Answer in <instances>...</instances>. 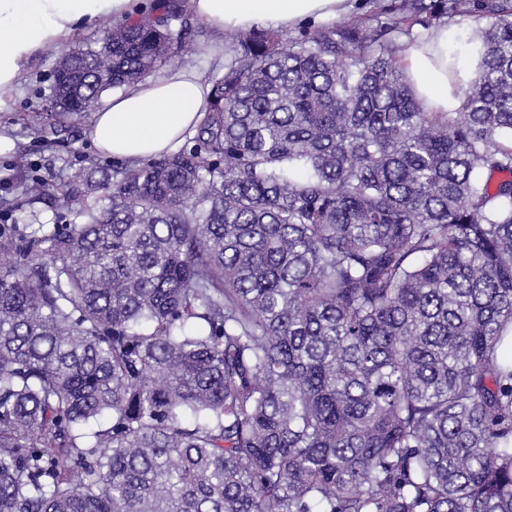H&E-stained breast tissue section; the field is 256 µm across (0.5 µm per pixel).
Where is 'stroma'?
I'll list each match as a JSON object with an SVG mask.
<instances>
[{
    "mask_svg": "<svg viewBox=\"0 0 512 512\" xmlns=\"http://www.w3.org/2000/svg\"><path fill=\"white\" fill-rule=\"evenodd\" d=\"M189 27L191 48L176 58L174 64L212 75L217 55L224 52L225 36L194 21ZM105 29L102 23H85L78 26L66 41L39 51L26 68L18 88L0 97V133L12 141L11 149L0 154V198L12 196L16 175L29 168L45 170L52 167L57 173L69 175L90 160L107 169L117 166V159L104 156L94 148L88 137L89 120L58 132L48 142L32 138L24 124L31 109L44 105L49 98L51 74L59 54L100 38Z\"/></svg>",
    "mask_w": 512,
    "mask_h": 512,
    "instance_id": "stroma-1",
    "label": "stroma"
}]
</instances>
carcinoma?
I'll use <instances>...</instances> for the list:
<instances>
[{
    "instance_id": "carcinoma-1",
    "label": "carcinoma",
    "mask_w": 512,
    "mask_h": 512,
    "mask_svg": "<svg viewBox=\"0 0 512 512\" xmlns=\"http://www.w3.org/2000/svg\"><path fill=\"white\" fill-rule=\"evenodd\" d=\"M457 16L428 112L399 37ZM179 18L66 53L58 126ZM96 173L0 203V512H512V0L231 34L184 145Z\"/></svg>"
}]
</instances>
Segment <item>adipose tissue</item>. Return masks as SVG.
Here are the masks:
<instances>
[{"instance_id": "obj_1", "label": "adipose tissue", "mask_w": 512, "mask_h": 512, "mask_svg": "<svg viewBox=\"0 0 512 512\" xmlns=\"http://www.w3.org/2000/svg\"><path fill=\"white\" fill-rule=\"evenodd\" d=\"M358 0H189L188 8L207 26L248 30L262 25L293 26L350 13ZM140 11L138 0H0V96L12 93L32 57L60 43L80 24L125 20ZM466 47L448 55V30L440 27L411 49L408 76L428 111L457 107L449 69L464 70L473 56ZM211 94L204 75L190 67L169 69L106 98L88 130L94 147L115 158H152L176 150L198 125Z\"/></svg>"}]
</instances>
